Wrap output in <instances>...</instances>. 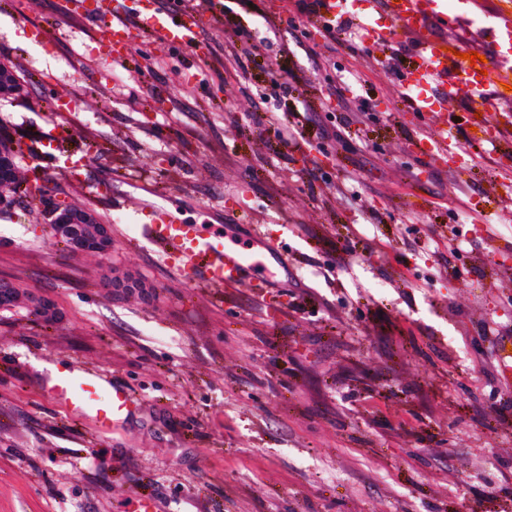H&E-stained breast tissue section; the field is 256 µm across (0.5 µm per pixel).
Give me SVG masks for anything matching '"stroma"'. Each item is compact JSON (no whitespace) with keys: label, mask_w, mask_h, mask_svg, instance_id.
I'll return each instance as SVG.
<instances>
[{"label":"stroma","mask_w":512,"mask_h":512,"mask_svg":"<svg viewBox=\"0 0 512 512\" xmlns=\"http://www.w3.org/2000/svg\"><path fill=\"white\" fill-rule=\"evenodd\" d=\"M72 7L0 0V62L27 90L0 99V132H60L87 184L49 158L20 165L111 224L113 247L74 253L41 197L0 204V279L61 313L0 310V512H132L141 495L157 512H512V388L481 335L512 331V196L491 150L463 185L414 151L428 128L381 66L406 55L303 37L289 0L205 25L199 55L142 40L121 91ZM36 27L50 47L16 40ZM265 39L269 61L232 73ZM57 98L72 111L50 112ZM280 105L309 117L284 159L249 126ZM330 112L350 120L343 140L320 137ZM327 153V181H310ZM146 203L240 241L262 230L288 267L268 260L262 290L186 280L142 238ZM458 209L476 221L451 252ZM104 268L144 290L100 288ZM53 368L127 387L131 413L99 431L53 396Z\"/></svg>","instance_id":"obj_1"}]
</instances>
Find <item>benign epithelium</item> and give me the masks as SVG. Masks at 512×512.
<instances>
[{
  "label": "benign epithelium",
  "mask_w": 512,
  "mask_h": 512,
  "mask_svg": "<svg viewBox=\"0 0 512 512\" xmlns=\"http://www.w3.org/2000/svg\"><path fill=\"white\" fill-rule=\"evenodd\" d=\"M51 211L55 233L67 239L71 248L77 251L94 248L103 255L112 250L110 226L98 223L94 212L61 204L52 205Z\"/></svg>",
  "instance_id": "benign-epithelium-1"
}]
</instances>
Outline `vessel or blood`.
Masks as SVG:
<instances>
[{
  "mask_svg": "<svg viewBox=\"0 0 512 512\" xmlns=\"http://www.w3.org/2000/svg\"><path fill=\"white\" fill-rule=\"evenodd\" d=\"M371 8L377 14L371 43H393L399 32L417 37L409 63L399 69L396 79L405 91L424 82L434 84V95L410 99L411 109L424 123H446L449 100L472 95L477 89L494 92L501 84L512 82V69L491 62L480 68L472 66L467 58L471 46L462 40L449 41L446 31L456 20L440 10L439 0H372ZM81 13L95 20L101 51L117 61L127 57L147 28L163 45L197 48V31L204 18L202 11L186 6L183 0H174L167 11L149 14L144 13L141 0H90ZM413 146L421 153L449 156L454 171L463 172L468 167V149L447 137L418 138ZM141 230L190 280L217 290L264 285L258 277L264 266L262 255L249 244L226 240L222 226L188 224L153 208ZM57 387L66 395L72 411L91 416L103 431L120 421L131 404L126 388L105 386L96 374L66 375L58 380Z\"/></svg>",
  "mask_w": 512,
  "mask_h": 512,
  "instance_id": "vessel-or-blood-1",
  "label": "vessel or blood"
}]
</instances>
